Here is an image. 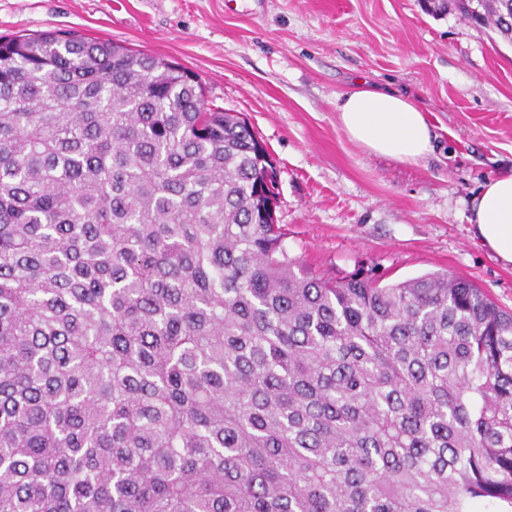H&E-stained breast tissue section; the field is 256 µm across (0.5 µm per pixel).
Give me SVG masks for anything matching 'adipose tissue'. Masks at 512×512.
I'll list each match as a JSON object with an SVG mask.
<instances>
[{"instance_id": "ef3b65f1", "label": "adipose tissue", "mask_w": 512, "mask_h": 512, "mask_svg": "<svg viewBox=\"0 0 512 512\" xmlns=\"http://www.w3.org/2000/svg\"><path fill=\"white\" fill-rule=\"evenodd\" d=\"M336 110L350 140L369 153L416 163L432 150V128L405 96L368 86L338 97ZM473 235L506 266L512 265V172L486 180L473 198Z\"/></svg>"}]
</instances>
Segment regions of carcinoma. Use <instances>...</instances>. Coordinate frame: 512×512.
<instances>
[{"instance_id":"1","label":"carcinoma","mask_w":512,"mask_h":512,"mask_svg":"<svg viewBox=\"0 0 512 512\" xmlns=\"http://www.w3.org/2000/svg\"><path fill=\"white\" fill-rule=\"evenodd\" d=\"M501 34L512 0H439ZM191 73L0 37V512H512V313L288 256Z\"/></svg>"}]
</instances>
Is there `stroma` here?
Listing matches in <instances>:
<instances>
[{
	"label": "stroma",
	"mask_w": 512,
	"mask_h": 512,
	"mask_svg": "<svg viewBox=\"0 0 512 512\" xmlns=\"http://www.w3.org/2000/svg\"><path fill=\"white\" fill-rule=\"evenodd\" d=\"M424 0H0V35L62 31L193 71L271 152L284 245L326 276L473 280L512 311V267L473 238L482 184L512 172V42ZM408 95L435 133L416 164L351 142L336 112L356 82Z\"/></svg>",
	"instance_id": "1"
}]
</instances>
